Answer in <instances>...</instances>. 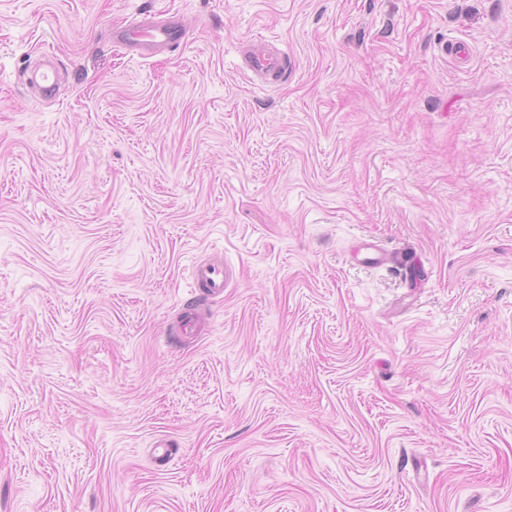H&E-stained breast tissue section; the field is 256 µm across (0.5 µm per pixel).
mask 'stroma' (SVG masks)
Here are the masks:
<instances>
[{
	"label": "stroma",
	"instance_id": "obj_1",
	"mask_svg": "<svg viewBox=\"0 0 512 512\" xmlns=\"http://www.w3.org/2000/svg\"><path fill=\"white\" fill-rule=\"evenodd\" d=\"M0 512H512V0H0ZM113 37L119 43L141 51H158L182 41L185 32L181 23L173 17L162 22L134 18L117 28ZM245 65L247 70L255 75L268 78L266 83L284 70L282 58L258 42L252 44L247 52ZM231 278L232 270L222 259H199L191 266V287L203 289L211 298L224 295ZM196 306L197 302L183 305L182 310L184 311V318L177 325H172L167 328L168 336L190 338L196 334Z\"/></svg>",
	"mask_w": 512,
	"mask_h": 512
}]
</instances>
